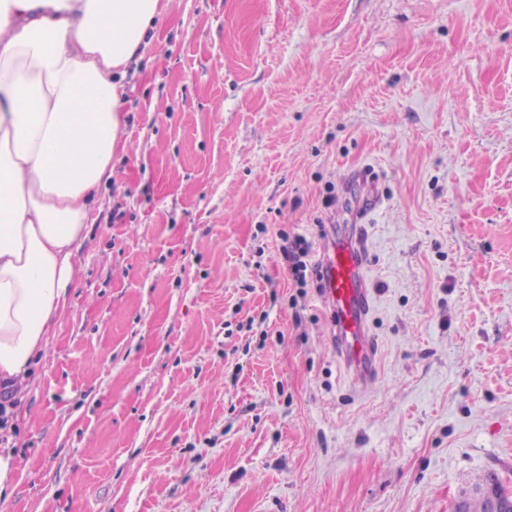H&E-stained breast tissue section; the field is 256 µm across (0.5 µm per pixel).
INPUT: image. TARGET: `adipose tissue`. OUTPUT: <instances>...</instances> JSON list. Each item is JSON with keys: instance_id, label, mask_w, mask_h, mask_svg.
Returning a JSON list of instances; mask_svg holds the SVG:
<instances>
[{"instance_id": "ef3b65f1", "label": "adipose tissue", "mask_w": 512, "mask_h": 512, "mask_svg": "<svg viewBox=\"0 0 512 512\" xmlns=\"http://www.w3.org/2000/svg\"><path fill=\"white\" fill-rule=\"evenodd\" d=\"M167 0H0V383H23L65 305L112 157L121 78Z\"/></svg>"}]
</instances>
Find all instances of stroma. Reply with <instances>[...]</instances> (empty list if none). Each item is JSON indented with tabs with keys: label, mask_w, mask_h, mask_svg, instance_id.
<instances>
[{
	"label": "stroma",
	"mask_w": 512,
	"mask_h": 512,
	"mask_svg": "<svg viewBox=\"0 0 512 512\" xmlns=\"http://www.w3.org/2000/svg\"><path fill=\"white\" fill-rule=\"evenodd\" d=\"M0 512H456L512 490V0H171ZM374 171L360 392L289 239ZM493 480H496L502 487L498 476L494 474H486L482 478L481 484L475 487L473 493L474 497L469 499V496H465V500L462 502V512H488L487 501L484 496L485 494L480 492V489L489 486Z\"/></svg>",
	"instance_id": "stroma-1"
}]
</instances>
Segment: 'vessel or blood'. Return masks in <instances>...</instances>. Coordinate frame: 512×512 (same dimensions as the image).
Here are the masks:
<instances>
[{"label":"vessel or blood","instance_id":"obj_1","mask_svg":"<svg viewBox=\"0 0 512 512\" xmlns=\"http://www.w3.org/2000/svg\"><path fill=\"white\" fill-rule=\"evenodd\" d=\"M376 204L374 194L360 199L346 223L330 225L319 261V301L329 314L331 342L338 357L361 384L374 376L378 352L370 330L373 304L366 275L364 221Z\"/></svg>","mask_w":512,"mask_h":512}]
</instances>
